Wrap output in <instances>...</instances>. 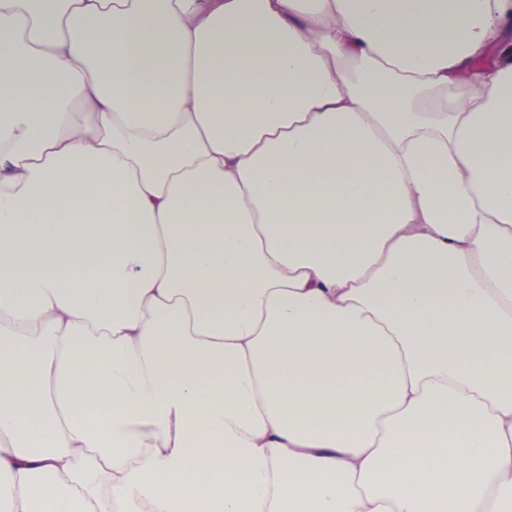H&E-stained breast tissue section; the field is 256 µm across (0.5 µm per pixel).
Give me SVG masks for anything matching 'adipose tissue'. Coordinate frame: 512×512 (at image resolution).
<instances>
[{"mask_svg":"<svg viewBox=\"0 0 512 512\" xmlns=\"http://www.w3.org/2000/svg\"><path fill=\"white\" fill-rule=\"evenodd\" d=\"M0 512H512V0H0Z\"/></svg>","mask_w":512,"mask_h":512,"instance_id":"1","label":"adipose tissue"}]
</instances>
